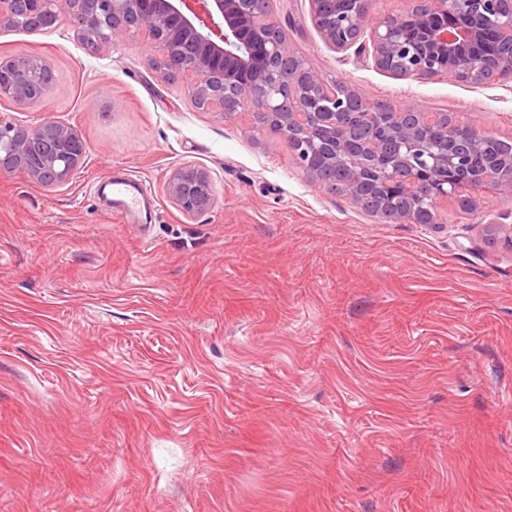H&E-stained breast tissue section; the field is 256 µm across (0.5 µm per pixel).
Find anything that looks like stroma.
Listing matches in <instances>:
<instances>
[{
	"mask_svg": "<svg viewBox=\"0 0 512 512\" xmlns=\"http://www.w3.org/2000/svg\"><path fill=\"white\" fill-rule=\"evenodd\" d=\"M272 18L328 82L512 138V81L397 79L337 62L308 0ZM20 53L56 89L0 113L87 158L50 188L0 172V512H512V200L393 221L198 109L147 35L0 28ZM188 161L216 188L194 216L165 190ZM129 176L123 221L97 187Z\"/></svg>",
	"mask_w": 512,
	"mask_h": 512,
	"instance_id": "35a3bbf8",
	"label": "stroma"
}]
</instances>
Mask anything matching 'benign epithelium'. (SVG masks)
<instances>
[{
	"instance_id": "7a95c632",
	"label": "benign epithelium",
	"mask_w": 512,
	"mask_h": 512,
	"mask_svg": "<svg viewBox=\"0 0 512 512\" xmlns=\"http://www.w3.org/2000/svg\"><path fill=\"white\" fill-rule=\"evenodd\" d=\"M273 0H0V27L55 28L62 19L96 50L148 33L165 78L185 77L192 98L235 120L243 115L269 126L294 146V155L315 182L344 189L377 188L378 213L412 224L437 223L438 201L472 202L491 186L512 199V167L472 165L478 147L460 138L467 126L446 112L407 108L375 114L368 132L350 137L341 120L363 113L369 102L346 84L331 87L304 58L288 48L271 20ZM312 23L323 44L371 54L375 67L401 78L482 85L512 80V0H404L397 12L377 19L370 0H309ZM53 72L40 57L0 58V100L29 106L49 94ZM82 137L45 117L34 125L0 113V171L39 183L65 182L86 158ZM399 185L396 195L384 187ZM169 200L187 215L210 208V173L186 162L166 179Z\"/></svg>"
}]
</instances>
